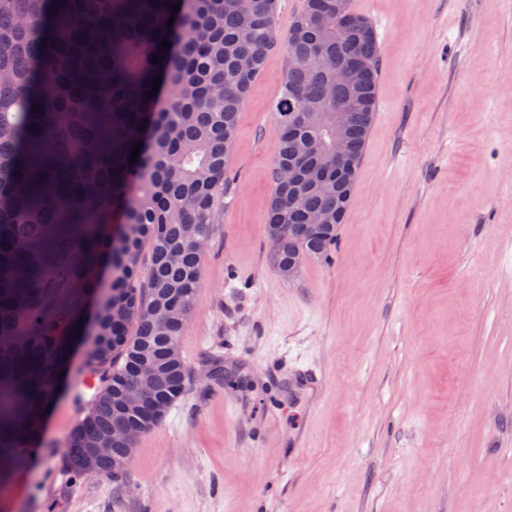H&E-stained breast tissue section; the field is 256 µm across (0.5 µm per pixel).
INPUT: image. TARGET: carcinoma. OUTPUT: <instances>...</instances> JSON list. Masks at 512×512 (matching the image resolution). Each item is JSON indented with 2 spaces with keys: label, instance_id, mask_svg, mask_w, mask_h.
<instances>
[{
  "label": "carcinoma",
  "instance_id": "1",
  "mask_svg": "<svg viewBox=\"0 0 512 512\" xmlns=\"http://www.w3.org/2000/svg\"><path fill=\"white\" fill-rule=\"evenodd\" d=\"M275 11L276 0H0V487L39 447L75 331L94 337L84 369L98 381L64 449L73 475L112 474L131 455L112 425L147 433L184 395L201 251L224 209L243 102L278 44L287 68L265 229L285 277L328 260L376 112L377 39L351 0H305L281 42ZM302 112L326 123L301 124ZM338 112L347 158L326 166L318 151ZM293 166L297 179L281 181ZM145 349L161 384L123 415ZM100 441L112 453L91 471Z\"/></svg>",
  "mask_w": 512,
  "mask_h": 512
}]
</instances>
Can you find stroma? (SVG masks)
<instances>
[{"label": "stroma", "instance_id": "1", "mask_svg": "<svg viewBox=\"0 0 512 512\" xmlns=\"http://www.w3.org/2000/svg\"><path fill=\"white\" fill-rule=\"evenodd\" d=\"M352 7L377 32L378 110L331 261L288 280L269 260L277 46L201 255L184 397L123 479L74 477L92 395L75 355L0 512H512V5ZM294 366L320 388L292 387Z\"/></svg>", "mask_w": 512, "mask_h": 512}]
</instances>
